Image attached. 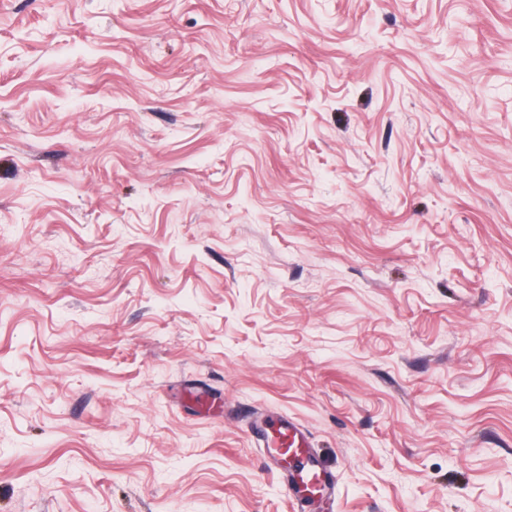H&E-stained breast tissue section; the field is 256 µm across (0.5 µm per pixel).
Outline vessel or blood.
<instances>
[{"label":"vessel or blood","instance_id":"vessel-or-blood-1","mask_svg":"<svg viewBox=\"0 0 512 512\" xmlns=\"http://www.w3.org/2000/svg\"><path fill=\"white\" fill-rule=\"evenodd\" d=\"M274 462L294 460L301 485L311 491L324 490L329 476L317 464L310 461L309 438L295 422L287 418L267 414L254 423Z\"/></svg>","mask_w":512,"mask_h":512}]
</instances>
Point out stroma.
I'll use <instances>...</instances> for the list:
<instances>
[{
  "label": "stroma",
  "mask_w": 512,
  "mask_h": 512,
  "mask_svg": "<svg viewBox=\"0 0 512 512\" xmlns=\"http://www.w3.org/2000/svg\"><path fill=\"white\" fill-rule=\"evenodd\" d=\"M0 512H512V0H0ZM254 429L262 437L263 447H267L274 462L290 458L298 463V477L305 490L325 489L329 476L311 459L309 438L298 424L282 416L267 414L255 421Z\"/></svg>",
  "instance_id": "35a3bbf8"
}]
</instances>
